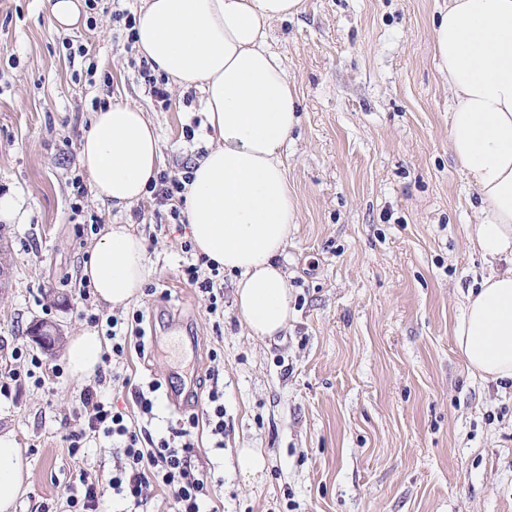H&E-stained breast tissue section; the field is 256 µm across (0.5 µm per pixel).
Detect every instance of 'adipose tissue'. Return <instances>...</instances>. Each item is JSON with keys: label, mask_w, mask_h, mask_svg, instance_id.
<instances>
[{"label": "adipose tissue", "mask_w": 512, "mask_h": 512, "mask_svg": "<svg viewBox=\"0 0 512 512\" xmlns=\"http://www.w3.org/2000/svg\"><path fill=\"white\" fill-rule=\"evenodd\" d=\"M304 0H144L136 47L179 87L202 88L221 142L197 161L184 190L197 253L236 273L234 304L250 333H281L294 312L280 259L297 222L284 149L301 122L299 96L269 48L275 23ZM436 68L448 82V143L481 202L470 233L487 265L470 289L455 339L473 374L512 387V0H448L432 20ZM94 195L123 209L142 199L162 162L154 125L132 104L97 111L80 140ZM98 299L123 308L149 276L146 243L107 225L83 267ZM103 340L88 327L70 337L73 377L91 379ZM25 468L13 433L0 434V512H11Z\"/></svg>", "instance_id": "ef3b65f1"}]
</instances>
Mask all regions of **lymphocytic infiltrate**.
<instances>
[{
    "label": "lymphocytic infiltrate",
    "mask_w": 512,
    "mask_h": 512,
    "mask_svg": "<svg viewBox=\"0 0 512 512\" xmlns=\"http://www.w3.org/2000/svg\"><path fill=\"white\" fill-rule=\"evenodd\" d=\"M189 284L195 285L206 301L209 314H217L224 304V280L218 266L209 265L206 256L184 267ZM141 312H133L131 320L114 315L93 314L89 321L104 325L105 336L112 342V353L123 356L126 348L143 347L144 332L140 326ZM112 381L111 367L99 368L93 385L87 386L82 397V412L75 424L69 426L64 439L71 456H78L87 434H95L118 443L123 450L108 481H101L87 471H80L79 492L65 498L64 512H98L106 492H113L136 508L145 507L155 489L163 488L172 499L174 512H219L210 500L215 488L224 480L201 473L195 464L197 450L195 429L206 426L215 439L216 448L224 446V403L219 391H210L208 405L202 414H190L171 436L153 438L146 427L140 426L138 416H152V395L160 388L150 382L147 389H135L137 414H129L112 405L102 394L103 386Z\"/></svg>",
    "instance_id": "obj_1"
}]
</instances>
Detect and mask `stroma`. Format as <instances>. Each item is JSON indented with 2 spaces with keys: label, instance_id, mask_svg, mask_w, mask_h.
I'll use <instances>...</instances> for the list:
<instances>
[{
  "label": "stroma",
  "instance_id": "obj_1",
  "mask_svg": "<svg viewBox=\"0 0 512 512\" xmlns=\"http://www.w3.org/2000/svg\"><path fill=\"white\" fill-rule=\"evenodd\" d=\"M445 0H304L269 46L301 100L286 148L299 218L281 259L294 315L278 336L250 335L224 276V316L208 314L182 274L189 226L145 195L117 211L87 195L73 216L79 142L102 103H132L157 128L161 168L182 173L219 143L204 95L140 78L128 21L143 0H97L92 23L49 20L45 0H0V217L12 286L0 294V382L15 346L49 367L43 386L0 399V433L12 432L28 471L14 512L63 502L76 473L109 475L115 449L87 438L81 455L64 435L83 382L50 367L33 322L64 339L87 321L82 266L98 241L81 224H127L145 238L153 294L145 348L113 359V372L158 381L153 436L201 412L224 392V447L199 441L201 469L224 476L223 512H512V388L473 377L454 329L484 264L472 249L478 199L448 148V83L435 67L431 20ZM85 56H70L69 45ZM219 362H212V353ZM241 448L266 465L247 477Z\"/></svg>",
  "mask_w": 512,
  "mask_h": 512
}]
</instances>
